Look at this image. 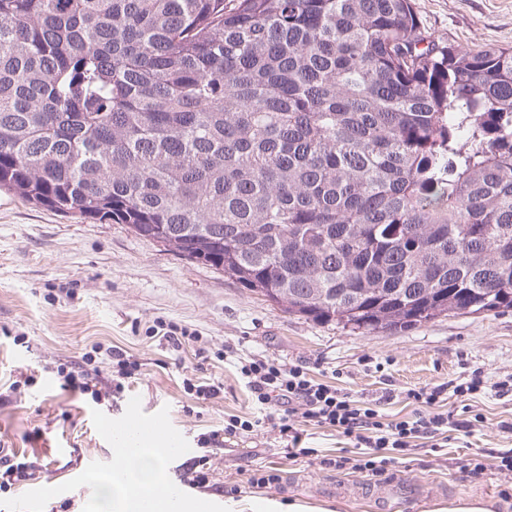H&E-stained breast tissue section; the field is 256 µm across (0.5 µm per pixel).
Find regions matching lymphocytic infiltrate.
<instances>
[{
  "mask_svg": "<svg viewBox=\"0 0 512 512\" xmlns=\"http://www.w3.org/2000/svg\"><path fill=\"white\" fill-rule=\"evenodd\" d=\"M240 372L264 412V422L278 431L289 456L311 455L312 450L303 439L305 425L329 426L354 441L356 447L381 450V457L351 461L352 468L375 476L384 472L389 453L407 451L417 440L450 430L469 431V420L437 411L436 406L446 401L448 395L459 396L485 388L484 380L475 376L451 388L440 384L430 389L408 390L407 397L415 405L413 413L399 421H387L367 403L341 395L335 387L309 377L302 367L251 357L242 363Z\"/></svg>",
  "mask_w": 512,
  "mask_h": 512,
  "instance_id": "f902f5d3",
  "label": "lymphocytic infiltrate"
}]
</instances>
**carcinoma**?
<instances>
[{
	"instance_id": "1",
	"label": "carcinoma",
	"mask_w": 512,
	"mask_h": 512,
	"mask_svg": "<svg viewBox=\"0 0 512 512\" xmlns=\"http://www.w3.org/2000/svg\"><path fill=\"white\" fill-rule=\"evenodd\" d=\"M0 189L351 333L512 310V48L414 0H0Z\"/></svg>"
}]
</instances>
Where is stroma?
<instances>
[{
  "mask_svg": "<svg viewBox=\"0 0 512 512\" xmlns=\"http://www.w3.org/2000/svg\"><path fill=\"white\" fill-rule=\"evenodd\" d=\"M425 29L475 52L512 48V0H415ZM172 321L196 334L172 347L153 337L157 321ZM134 356L140 379L101 401L61 389L63 375L80 370L85 353L96 352L101 376H110L111 351ZM263 356L307 369L345 395L373 404L396 419L412 412L411 389L480 372L494 383L512 378V311L440 317L404 331L357 335L283 312L209 266L162 250L124 224H100L65 216L0 192V447L35 460L31 479L16 494L55 487L81 474L89 463L113 457L98 434L92 410L121 417L133 396L144 413L168 409L172 425L190 449L168 467L173 483L199 456L209 459L206 487L188 494L214 503L275 499L309 502L331 512H432L435 505L468 494L512 512V481L497 457L512 455V394L489 389L453 397L448 408L479 415L471 433L419 441L397 456L381 476L337 459L359 453L335 430L312 427L314 453L290 458L277 431L254 432L202 447L204 434L230 418L257 420L251 393L233 364L218 351ZM215 385L217 398L185 391L183 379ZM484 458L482 475L468 459ZM275 483L250 485L257 473ZM421 483L417 496L380 502L395 483Z\"/></svg>",
  "mask_w": 512,
  "mask_h": 512,
  "instance_id": "35a3bbf8",
  "label": "stroma"
}]
</instances>
